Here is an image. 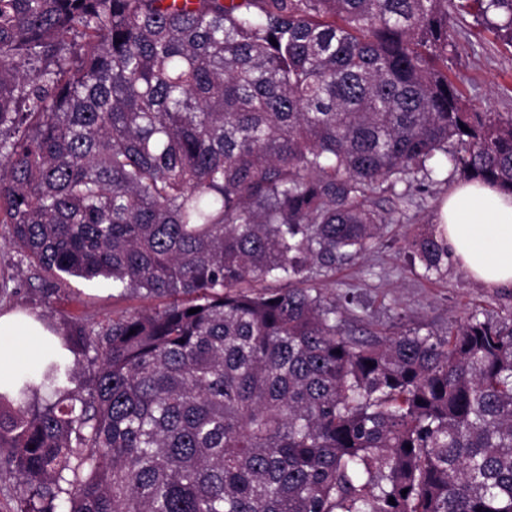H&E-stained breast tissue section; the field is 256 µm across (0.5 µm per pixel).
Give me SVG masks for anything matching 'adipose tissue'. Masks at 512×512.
<instances>
[{
	"instance_id": "1",
	"label": "adipose tissue",
	"mask_w": 512,
	"mask_h": 512,
	"mask_svg": "<svg viewBox=\"0 0 512 512\" xmlns=\"http://www.w3.org/2000/svg\"><path fill=\"white\" fill-rule=\"evenodd\" d=\"M448 257L488 288H512V194L479 181L452 186L439 208ZM35 317L0 316V393L12 392L47 359L66 356Z\"/></svg>"
}]
</instances>
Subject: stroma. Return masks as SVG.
<instances>
[{"instance_id": "35a3bbf8", "label": "stroma", "mask_w": 512, "mask_h": 512, "mask_svg": "<svg viewBox=\"0 0 512 512\" xmlns=\"http://www.w3.org/2000/svg\"><path fill=\"white\" fill-rule=\"evenodd\" d=\"M448 77L477 111L512 113V46L478 24L473 14L453 19ZM443 175L444 182L416 196L408 221L384 225L377 249L315 276L319 286L353 296V305L342 315L345 335L396 336L417 330L441 337L472 314L482 320L512 319V288L484 287L453 263L443 276L425 277L405 247V233L433 223L440 199L462 179L451 168ZM148 305L139 295H121L105 282L75 279L70 288L47 290L38 268L11 244L9 225L0 223V313L22 311L52 324L80 321L98 329Z\"/></svg>"}]
</instances>
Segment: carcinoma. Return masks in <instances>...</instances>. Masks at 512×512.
I'll list each match as a JSON object with an SVG mask.
<instances>
[{
  "instance_id": "obj_1",
  "label": "carcinoma",
  "mask_w": 512,
  "mask_h": 512,
  "mask_svg": "<svg viewBox=\"0 0 512 512\" xmlns=\"http://www.w3.org/2000/svg\"><path fill=\"white\" fill-rule=\"evenodd\" d=\"M196 2L0 0V223L54 290L162 301L60 334L85 390L0 394L19 512H512V322L356 339L312 283L439 152L512 191V113L448 79L450 12L512 44V0Z\"/></svg>"
}]
</instances>
